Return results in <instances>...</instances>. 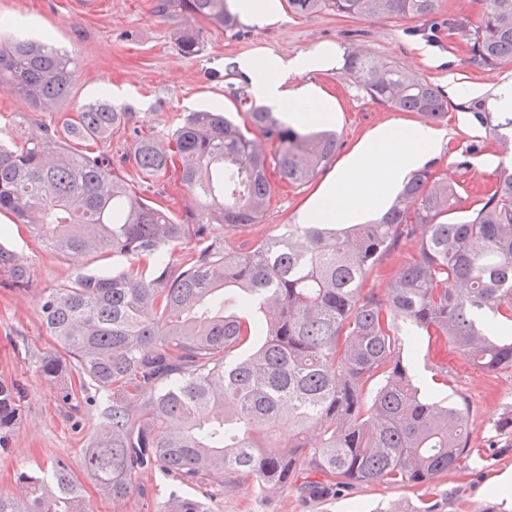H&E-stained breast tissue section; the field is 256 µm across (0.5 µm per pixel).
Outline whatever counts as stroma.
<instances>
[{"label":"stroma","instance_id":"35a3bbf8","mask_svg":"<svg viewBox=\"0 0 512 512\" xmlns=\"http://www.w3.org/2000/svg\"><path fill=\"white\" fill-rule=\"evenodd\" d=\"M155 0H0V19L9 22L0 38L15 36L50 39L69 51L77 62V74L65 100L50 110L22 102L9 85L0 86V132L22 140L43 127L57 124L61 113L107 98L112 106L133 112L142 133L168 140L184 113L220 106L244 121L241 95L255 96L257 103L281 111L277 101L254 95L248 78L239 70L241 58L254 54L293 56L336 46L339 54L363 49L374 56L416 72L440 89L452 84L472 87L471 95L452 98L447 116L438 124L448 143L444 153L430 161L436 176L479 192L492 184L493 158L503 157L497 141L474 118L490 111L496 89L512 83V62L494 70L472 64L461 38L422 34V23L411 19L368 22L333 13L300 17L281 12L271 26L239 23L227 31L205 19L200 52L183 56L178 36L188 19L175 13L167 19L155 16ZM425 47L437 58L429 65L417 52ZM309 79L333 97L340 112L331 127L339 136L337 157H344L367 133L391 123H419L418 115L399 112L371 100L340 69L310 74ZM328 163L302 186L284 184L271 176V204L257 226L230 231L213 225L211 236L227 250L241 251L261 236L280 234L299 223L304 208L335 170ZM0 245L19 255L29 270V286L22 291L0 288V380L23 387L21 416L8 451L0 453V494L16 495V472L50 470L56 461L69 465L84 486L89 512H161L171 495L204 498L208 512H389L394 503L414 512L428 497L437 512H512V498L489 488L492 477L512 475V438L498 435L493 423L512 407V367L487 373L468 365L456 352L440 353L436 346L404 350L403 358L419 385L431 382L435 371L448 373L440 386L449 401L467 400L470 445L482 449L481 459L427 487H397L384 483L361 485L336 499L318 503L302 501L289 487L264 494L250 483L227 481L214 497H203L199 488L172 483L156 476L145 493H134L120 502L99 490L81 468L83 448L101 430L98 406L79 411L60 405L55 389L41 372L43 355L55 342L46 332L40 311L44 289L63 288L84 273H118L127 263L119 254L60 255L46 250L22 225L0 217ZM418 253L417 240L401 241L387 252L367 275L363 289L384 294L388 277Z\"/></svg>","mask_w":512,"mask_h":512}]
</instances>
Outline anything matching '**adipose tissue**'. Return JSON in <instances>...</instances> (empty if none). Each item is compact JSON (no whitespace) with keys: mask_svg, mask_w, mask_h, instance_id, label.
Masks as SVG:
<instances>
[{"mask_svg":"<svg viewBox=\"0 0 512 512\" xmlns=\"http://www.w3.org/2000/svg\"><path fill=\"white\" fill-rule=\"evenodd\" d=\"M336 66V50L323 46L283 59L253 55L240 60L253 90L282 99L294 122L329 123L336 119L335 103L312 84L284 88L288 74L329 71ZM447 142L444 131L428 125L391 123L360 140L337 165L333 178L312 199L304 215L308 224H350L359 216L381 210L409 173L440 154Z\"/></svg>","mask_w":512,"mask_h":512,"instance_id":"1","label":"adipose tissue"}]
</instances>
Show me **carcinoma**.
Masks as SVG:
<instances>
[{"label": "carcinoma", "instance_id": "obj_1", "mask_svg": "<svg viewBox=\"0 0 512 512\" xmlns=\"http://www.w3.org/2000/svg\"><path fill=\"white\" fill-rule=\"evenodd\" d=\"M479 2L473 20L437 22L442 0H287L288 12L306 17L432 21L462 38L471 62L493 69L512 61V0ZM176 6L229 30L238 23L227 0H156L154 13L165 18ZM179 42L193 57L201 32L185 28ZM343 72L397 111L428 121L448 114L438 86L368 51L348 54ZM75 76L74 58L47 41L0 42V81L35 108H53ZM244 105L247 126L219 110L189 112L165 144L131 129L133 113L102 99L63 115L59 132L0 142V214L55 253L128 257L110 277L81 275L42 296L56 345L41 368L58 384V401L73 408L91 385L106 394L103 430L84 449L83 470L114 501L135 487L145 492L143 479L157 473L208 491L228 478L266 492L288 485L310 502L356 485L430 486L470 459L469 408L416 385L401 350L428 338L481 370L512 366V341L497 320L512 322V167L499 168L465 215L466 188L424 169L373 224L339 233L290 225L230 252L208 241L211 224L259 223L272 197L269 170L300 186L338 148L332 132ZM474 116L502 148L512 144L511 112ZM127 131L132 150L117 159L76 149ZM127 163L151 179L178 173L195 209L180 216L132 191L121 175ZM411 237L418 257L389 278L384 295L363 292L379 256ZM191 242L204 247L183 252ZM28 283L27 266L0 245V287ZM20 401L19 385L0 383L1 451ZM16 481L23 495H0V512H88L64 462ZM164 512H204L203 502L173 498Z\"/></svg>", "mask_w": 512, "mask_h": 512}]
</instances>
